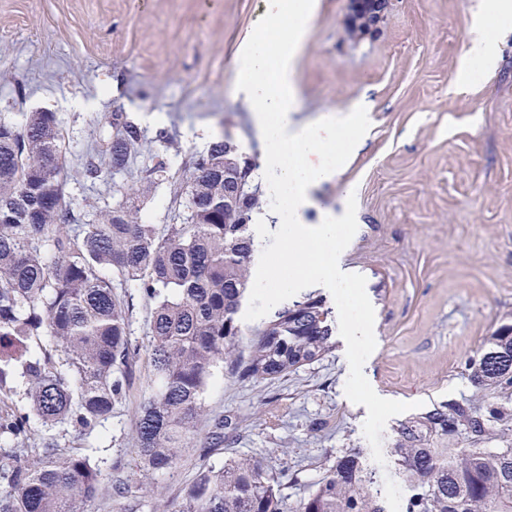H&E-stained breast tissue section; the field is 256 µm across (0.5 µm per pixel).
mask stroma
<instances>
[{"mask_svg": "<svg viewBox=\"0 0 512 512\" xmlns=\"http://www.w3.org/2000/svg\"><path fill=\"white\" fill-rule=\"evenodd\" d=\"M265 0H0V117L24 123L56 113L64 136L66 199L81 221L112 207L156 154L158 126L176 144L171 169L232 135L250 155L263 146L254 115L237 93L236 52L265 14ZM479 0H390L379 29L353 43L344 37L348 0H320L295 70V118L313 123L369 106L372 124L355 160L313 192L306 223L342 215L357 201V232L339 257L343 272L366 278L375 310L376 348L363 372L386 399L481 405L464 370L491 333L512 323V31L492 74L458 79L471 16ZM125 112L146 143L126 171L113 173L104 149L108 118ZM96 159L102 177L82 173ZM184 200L162 182L145 214L159 234L183 223ZM131 304L130 338L139 349L126 402L92 433L57 428L63 447L90 449L121 464L120 478L140 487L134 414L150 372L151 300L134 283L116 285ZM274 379L241 380L217 364L204 392L209 416L228 420L208 456L190 450L162 480L179 503L206 466L255 457L288 470V507L323 476L343 450H355L374 477L386 512H403L393 458L377 467L363 435L364 406L351 402L346 343Z\"/></svg>", "mask_w": 512, "mask_h": 512, "instance_id": "obj_1", "label": "stroma"}]
</instances>
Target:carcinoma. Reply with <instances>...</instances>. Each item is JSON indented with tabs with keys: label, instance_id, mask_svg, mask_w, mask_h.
Returning <instances> with one entry per match:
<instances>
[{
	"label": "carcinoma",
	"instance_id": "1",
	"mask_svg": "<svg viewBox=\"0 0 512 512\" xmlns=\"http://www.w3.org/2000/svg\"><path fill=\"white\" fill-rule=\"evenodd\" d=\"M376 0H359L346 37L371 34ZM106 149L112 173L123 171L145 142L125 112L112 113ZM63 134L54 112H34L22 125L0 120V512H89L102 494V470L86 448L31 437L30 417L51 429L91 432L126 397L135 378L130 306L116 278L137 283L153 301L149 363L154 387L136 410L140 482L153 486L194 442L205 413L203 394L220 362L246 379H271L335 349V320L311 291L277 309L254 332L247 360L237 314L252 283L256 252L250 226L265 200L253 184L255 159L226 134L194 157L176 193L186 222L166 236L143 213L145 199L166 180L160 157L125 191L124 200L71 227L61 162ZM464 369L484 393L443 402L399 424L391 448L408 487L405 512H512V324H501ZM22 379L30 412L13 407ZM495 443L488 448L486 444ZM286 473L250 457L202 470L173 512H285ZM359 453L346 450L295 512H385ZM123 512L146 501L119 483ZM152 512H168L155 502Z\"/></svg>",
	"mask_w": 512,
	"mask_h": 512
}]
</instances>
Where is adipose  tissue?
<instances>
[{
  "mask_svg": "<svg viewBox=\"0 0 512 512\" xmlns=\"http://www.w3.org/2000/svg\"><path fill=\"white\" fill-rule=\"evenodd\" d=\"M512 20V0H482L480 9L472 19L471 38L459 60L461 74H468L472 67L494 72L500 59L498 40L491 36V23Z\"/></svg>",
  "mask_w": 512,
  "mask_h": 512,
  "instance_id": "1",
  "label": "adipose tissue"
}]
</instances>
